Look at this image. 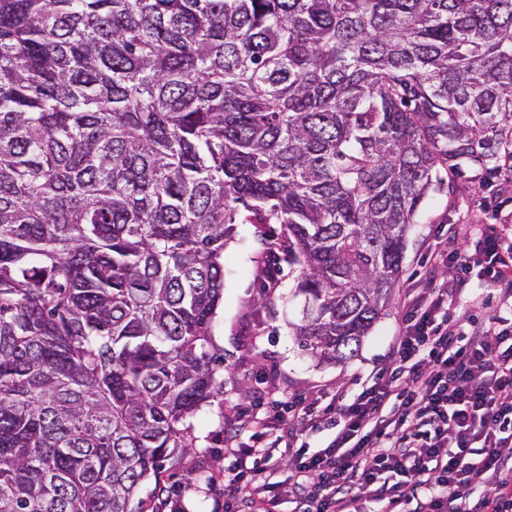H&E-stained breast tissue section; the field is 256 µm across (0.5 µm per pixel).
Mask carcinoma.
Wrapping results in <instances>:
<instances>
[{"label": "carcinoma", "mask_w": 512, "mask_h": 512, "mask_svg": "<svg viewBox=\"0 0 512 512\" xmlns=\"http://www.w3.org/2000/svg\"><path fill=\"white\" fill-rule=\"evenodd\" d=\"M512 161V0H0V512H143L223 394L236 224L357 356L445 175Z\"/></svg>", "instance_id": "cac0c4a2"}]
</instances>
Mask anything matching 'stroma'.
<instances>
[{
	"label": "stroma",
	"instance_id": "35a3bbf8",
	"mask_svg": "<svg viewBox=\"0 0 512 512\" xmlns=\"http://www.w3.org/2000/svg\"><path fill=\"white\" fill-rule=\"evenodd\" d=\"M512 226V174L483 180L474 171L453 179L423 205L406 239L402 274L391 301L356 357L345 363L321 362L297 344L291 324L303 301L295 294L300 273L288 261V243L278 224H240L224 249V295L213 326V345L223 358L216 370L224 395L187 418L183 426L195 448L160 481H147L141 492L144 512H155V485L167 494L184 495L190 512H216L224 496L211 474L223 472L231 457L225 429L239 412L251 408L255 391L285 398L300 394L326 406L340 393L356 391L367 376L391 367L392 339L403 322V300L410 287H422L430 275L429 258L438 243L449 253L473 252L474 229ZM275 265L265 266L268 254Z\"/></svg>",
	"mask_w": 512,
	"mask_h": 512
}]
</instances>
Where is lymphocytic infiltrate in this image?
<instances>
[{
	"mask_svg": "<svg viewBox=\"0 0 512 512\" xmlns=\"http://www.w3.org/2000/svg\"><path fill=\"white\" fill-rule=\"evenodd\" d=\"M434 266H473L502 300H512V243L479 230L474 255L435 249ZM463 288L430 279L410 289L393 338V366L359 392L321 407L292 396L262 415L242 414L231 432L251 444L231 449L224 512H512V322L498 314L456 316ZM328 423L335 433L317 451L307 436ZM288 464V479L277 468Z\"/></svg>",
	"mask_w": 512,
	"mask_h": 512,
	"instance_id": "f902f5d3",
	"label": "lymphocytic infiltrate"
}]
</instances>
